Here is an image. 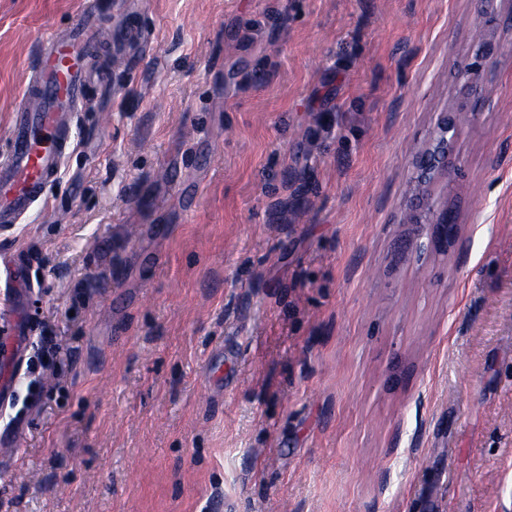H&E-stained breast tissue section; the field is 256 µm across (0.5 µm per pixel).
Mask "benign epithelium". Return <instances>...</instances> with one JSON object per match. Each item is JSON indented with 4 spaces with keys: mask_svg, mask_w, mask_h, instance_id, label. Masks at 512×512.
<instances>
[{
    "mask_svg": "<svg viewBox=\"0 0 512 512\" xmlns=\"http://www.w3.org/2000/svg\"><path fill=\"white\" fill-rule=\"evenodd\" d=\"M497 52L495 42H484L481 51L476 54V61L467 64L462 74L467 104L440 113L427 144L414 156L415 175L402 223L428 225L431 239L437 247L448 244L464 247L456 211L448 205V198L435 195L434 187L449 181L461 122L474 120L480 115L485 101L484 73L480 60L492 57Z\"/></svg>",
    "mask_w": 512,
    "mask_h": 512,
    "instance_id": "1",
    "label": "benign epithelium"
}]
</instances>
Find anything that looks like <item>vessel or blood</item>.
Instances as JSON below:
<instances>
[{"mask_svg": "<svg viewBox=\"0 0 512 512\" xmlns=\"http://www.w3.org/2000/svg\"><path fill=\"white\" fill-rule=\"evenodd\" d=\"M94 14L66 33L49 35L11 118V134L0 146V227L20 218L45 197L71 153L72 119L84 105L88 62L99 42Z\"/></svg>", "mask_w": 512, "mask_h": 512, "instance_id": "obj_1", "label": "vessel or blood"}]
</instances>
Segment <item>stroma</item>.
I'll return each mask as SVG.
<instances>
[{
  "mask_svg": "<svg viewBox=\"0 0 512 512\" xmlns=\"http://www.w3.org/2000/svg\"><path fill=\"white\" fill-rule=\"evenodd\" d=\"M86 8L74 150L0 229V512H512V0L465 247L420 264L413 156L476 0H0V145Z\"/></svg>",
  "mask_w": 512,
  "mask_h": 512,
  "instance_id": "35a3bbf8",
  "label": "stroma"
}]
</instances>
